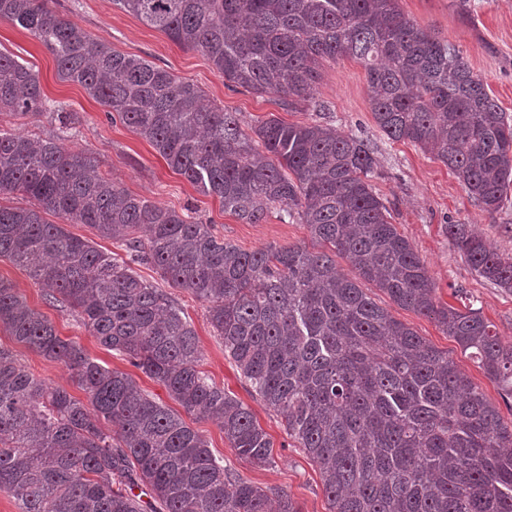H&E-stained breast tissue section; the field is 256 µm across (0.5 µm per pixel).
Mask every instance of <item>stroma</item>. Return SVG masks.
I'll return each instance as SVG.
<instances>
[{"mask_svg": "<svg viewBox=\"0 0 512 512\" xmlns=\"http://www.w3.org/2000/svg\"><path fill=\"white\" fill-rule=\"evenodd\" d=\"M398 5L420 27L462 49L470 68L482 78L507 115L512 116V0H398ZM50 6L113 49L141 57L192 81L211 103L235 112L243 129L275 116L293 124L328 123L346 134L367 139L377 161L372 179L374 190L386 205L392 223L413 244L427 266L437 300L457 308L473 304L495 324L502 340L512 343V293L477 277L448 237L449 225L465 224L497 252L511 256L512 195L498 212L487 213L442 162L411 142L391 141L383 136L372 117L361 63L349 58L323 61L315 106L287 110L272 96L232 90L206 56L148 28L112 0H50ZM0 50L28 63L37 73L43 93L77 118V133L65 141L66 150L95 156L99 173L112 178L129 193L161 207L191 209L194 216L211 224L218 237L245 251L270 245L312 246L305 225L282 223L272 213L261 223L247 224L225 213L217 197L203 195L173 172L148 142L120 120L110 119L104 107L80 85L61 80L56 62L44 46L28 31L3 19ZM0 278L10 281L32 308L46 315L62 338L75 342L109 368L132 375L157 402L177 409V402L161 383L130 365L124 357L102 348L76 313L46 303L28 271L1 259ZM365 291L419 336L448 352L498 407L504 422L512 421V400L504 397L477 364L443 334L433 318L392 305L374 285H366ZM170 294L183 307L198 336L205 371L227 393L247 405L269 434L274 463L260 468L240 460L223 431L210 419L190 415L187 423L204 435L214 455L222 457L244 479L285 489L301 512H328L316 465L294 447L281 417L255 395L233 362L225 357L224 346L208 322L206 304L178 288L171 289ZM0 346L12 350L37 377L83 398V391L64 365L44 359L1 329Z\"/></svg>", "mask_w": 512, "mask_h": 512, "instance_id": "1", "label": "stroma"}]
</instances>
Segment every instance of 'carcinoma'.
I'll return each instance as SVG.
<instances>
[{
  "label": "carcinoma",
  "instance_id": "obj_1",
  "mask_svg": "<svg viewBox=\"0 0 512 512\" xmlns=\"http://www.w3.org/2000/svg\"><path fill=\"white\" fill-rule=\"evenodd\" d=\"M174 43L204 54L234 87L296 109L313 99L323 59L366 70L373 119L393 141L441 161L486 212L512 187V117L462 51L419 27L398 0H113ZM37 38L62 79L81 85L149 142L169 168L247 224L279 208L319 244L252 252L198 218L127 192L58 134L0 129V258L29 271L49 303L77 312L101 346L161 382L186 413L215 419L238 458L274 463L253 413L204 371L179 304L132 268L207 303L214 336L253 391L317 465L329 512H512V425L448 353L361 288L433 318L512 398V345L470 305L436 301L430 273L374 191L373 150L319 123L271 116L244 131L193 82L125 55L46 0H0ZM32 67L0 52V112L52 113ZM87 224L125 256L99 250L48 217ZM448 237L481 278L512 292V257L465 224ZM349 262L351 278L336 269ZM0 328L64 364L86 400L37 378L0 347V490L19 512H300L256 485L176 411L109 369L0 278Z\"/></svg>",
  "mask_w": 512,
  "mask_h": 512
}]
</instances>
